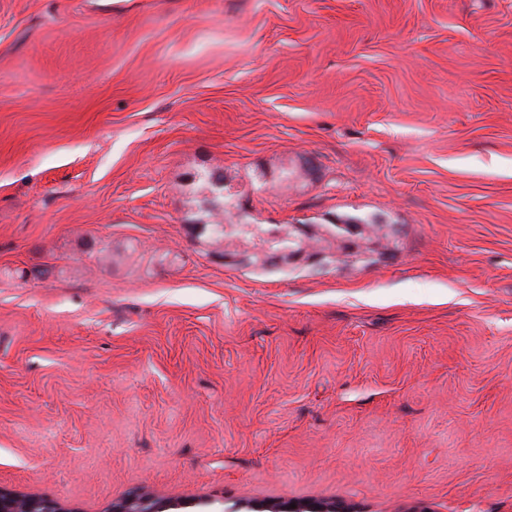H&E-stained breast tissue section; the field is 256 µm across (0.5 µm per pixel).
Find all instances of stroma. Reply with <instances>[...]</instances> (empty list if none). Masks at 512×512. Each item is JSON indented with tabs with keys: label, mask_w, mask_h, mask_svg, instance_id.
Here are the masks:
<instances>
[{
	"label": "stroma",
	"mask_w": 512,
	"mask_h": 512,
	"mask_svg": "<svg viewBox=\"0 0 512 512\" xmlns=\"http://www.w3.org/2000/svg\"><path fill=\"white\" fill-rule=\"evenodd\" d=\"M0 487L512 512V0H0ZM198 181L201 182V186L207 189L212 195L209 203L211 209L209 210V216H213L214 213L227 212L229 206L234 207L235 205L231 202L232 196L224 194V175L215 171L205 172L198 176ZM195 227L201 228V235H206L210 239L212 244L217 246L232 244L234 242H247L255 247V239H262L261 233H270L271 231L281 232L280 229H268L262 228V224H246L248 230L233 229L226 231V226L234 227L236 224H223V222H206L205 224H193ZM291 227L293 231H290L289 227L288 236L280 233L279 235L270 237L268 242L260 244L258 246V253L264 257L266 255H271L274 262H278L283 259L294 261L300 259H304L306 261L320 260L319 256L308 254L304 250L303 236L306 234L305 225L293 224ZM284 240H288V242H292L294 245L285 247L281 244Z\"/></svg>",
	"instance_id": "stroma-1"
}]
</instances>
